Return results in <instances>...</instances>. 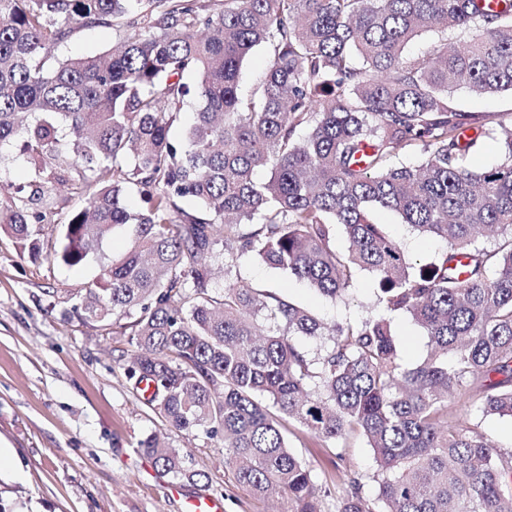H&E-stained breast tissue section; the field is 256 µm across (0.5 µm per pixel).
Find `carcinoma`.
<instances>
[{
  "instance_id": "cac0c4a2",
  "label": "carcinoma",
  "mask_w": 512,
  "mask_h": 512,
  "mask_svg": "<svg viewBox=\"0 0 512 512\" xmlns=\"http://www.w3.org/2000/svg\"><path fill=\"white\" fill-rule=\"evenodd\" d=\"M75 25L134 31L109 54L61 59ZM450 29L470 36L450 41ZM425 30L432 49L406 55ZM258 46L269 64L243 96ZM460 85L512 92V0H0V148L20 140L33 182L84 200L63 222L59 259L79 266L115 228L131 229L126 253L68 295L61 316L129 336L125 371L146 384V407L222 436L236 483L282 493L287 512H512V451L448 412L466 389L482 415L512 418V121L499 164L465 165L485 131L449 105ZM187 100L199 109L176 138ZM405 148L422 162L393 163ZM40 196L19 183L0 204V232L33 259L34 226L51 223ZM375 210L444 240L446 253L415 268ZM249 253L331 299L366 271L381 314L325 324L230 278ZM458 255L469 259L462 278L449 266ZM396 311L432 345L413 368L399 357ZM299 337L329 346L313 356ZM292 422L328 441L363 435L376 496L350 471L324 508L288 448ZM139 448L178 480L205 478L184 448L151 435Z\"/></svg>"
}]
</instances>
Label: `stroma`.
Wrapping results in <instances>:
<instances>
[{
	"instance_id": "stroma-1",
	"label": "stroma",
	"mask_w": 512,
	"mask_h": 512,
	"mask_svg": "<svg viewBox=\"0 0 512 512\" xmlns=\"http://www.w3.org/2000/svg\"><path fill=\"white\" fill-rule=\"evenodd\" d=\"M119 36L115 27H81L57 54H100ZM448 102L474 113L485 130L469 164L497 165L503 155L498 124L512 114V93L478 96L460 86ZM44 201L52 221L38 231L41 259L30 260L11 236L0 235V440L15 460L13 469L0 472V512H181L169 491L172 475L138 448L139 440L155 433L187 449L208 476L198 487L183 484L184 493L218 497L224 512H283L284 500L263 502L236 485L222 438L188 436L139 402L124 369L133 351L127 337L63 321L59 311L48 310L50 292L62 297L91 287L102 267L126 252L130 237L127 228H117L82 268H69L54 252L61 247L62 221L83 201L63 187L46 192ZM377 220L415 266L446 250L444 241L418 234L396 213H380ZM236 270L251 286L286 296L326 322L353 323L379 313L376 283L365 272L342 298L331 300L255 255L240 258ZM392 321L403 364H420L428 337L408 313H394ZM288 445L332 499L342 491L344 471L369 475L375 469L373 451L358 434L335 444L298 425Z\"/></svg>"
}]
</instances>
